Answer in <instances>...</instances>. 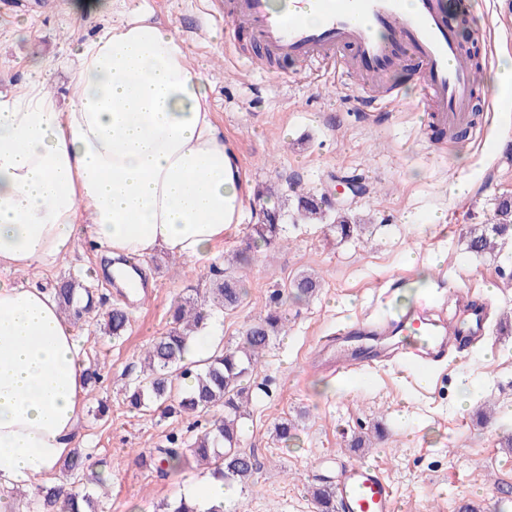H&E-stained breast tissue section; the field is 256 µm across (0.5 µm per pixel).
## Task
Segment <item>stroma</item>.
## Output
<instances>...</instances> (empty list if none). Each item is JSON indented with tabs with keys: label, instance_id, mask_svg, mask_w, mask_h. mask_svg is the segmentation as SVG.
<instances>
[{
	"label": "stroma",
	"instance_id": "1",
	"mask_svg": "<svg viewBox=\"0 0 512 512\" xmlns=\"http://www.w3.org/2000/svg\"><path fill=\"white\" fill-rule=\"evenodd\" d=\"M111 13L78 15L72 0H0V91L23 83L33 64L51 67V91L60 104L72 95V60L77 45L137 10L171 20L190 61L207 76V94L219 127L233 146L248 188L295 182L334 210L363 219V238L337 239L325 224H300L268 254L244 266L247 296L221 315L220 346L231 348L246 324L281 307L285 335L273 340L250 385L255 400L244 421V447L258 463L248 484L227 500L228 512H316L313 485L333 481L347 463L379 466L397 492L396 512H512V240L498 255L468 253L463 233L488 223L497 197L512 196V97L494 83L499 63L512 57V34L492 17L493 0L473 5L490 41L471 46L484 61L481 134L465 141L434 140L422 129L412 103L422 90L414 72L392 75L397 103L379 112L360 110L361 90L324 64L281 62L278 76L226 54L246 33L227 29L229 0H111ZM465 193H458V186ZM259 205L247 198L241 223L232 225L211 259L192 262L164 251L145 259L152 287L139 304L120 297L85 241L35 281L52 290L81 276L94 291L96 312L124 308L130 319L117 341L96 327L79 330L86 366L99 382L89 384L73 447L90 472L110 476L107 491H94L98 512H162L180 498L184 482L204 476L197 465L160 474L138 462V449L165 448L170 436L190 440L207 414L169 413L150 404L132 407L130 386L144 352L170 326V307L187 289L206 291L211 268L245 245ZM414 253L416 265L405 256ZM317 273L320 290L307 301L281 303L296 275ZM488 303L484 339L426 374L395 359L354 377L315 368L319 340L337 325L366 314L439 302L454 315L459 294ZM293 420L296 439L277 441L274 426ZM366 433L371 447L351 446Z\"/></svg>",
	"mask_w": 512,
	"mask_h": 512
}]
</instances>
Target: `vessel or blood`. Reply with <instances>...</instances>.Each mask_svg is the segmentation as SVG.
Returning a JSON list of instances; mask_svg holds the SVG:
<instances>
[{"label":"vessel or blood","instance_id":"vessel-or-blood-1","mask_svg":"<svg viewBox=\"0 0 512 512\" xmlns=\"http://www.w3.org/2000/svg\"><path fill=\"white\" fill-rule=\"evenodd\" d=\"M316 14L318 23L307 20ZM228 25L248 32L266 59L319 57L361 80L366 91L359 103L381 109L393 91L388 81L396 65L413 66L424 97L413 108L436 113L448 129L471 121L479 85L475 67L463 51L443 0H234ZM466 323L405 315L391 321L361 323L337 329L319 355L333 375L353 374L379 363L370 347L374 336L403 335L402 357L415 368L444 361L480 342L488 307L463 302ZM339 512H394L396 492L375 465L354 462L339 470L333 483Z\"/></svg>","mask_w":512,"mask_h":512}]
</instances>
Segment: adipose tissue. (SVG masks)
<instances>
[{
  "label": "adipose tissue",
  "mask_w": 512,
  "mask_h": 512,
  "mask_svg": "<svg viewBox=\"0 0 512 512\" xmlns=\"http://www.w3.org/2000/svg\"><path fill=\"white\" fill-rule=\"evenodd\" d=\"M75 58L67 107L37 65L0 93V492L59 473L86 395L55 294L13 273L56 267L82 233L109 269L160 249L204 260L244 212L246 180L171 25L128 13Z\"/></svg>",
  "instance_id": "1"
}]
</instances>
